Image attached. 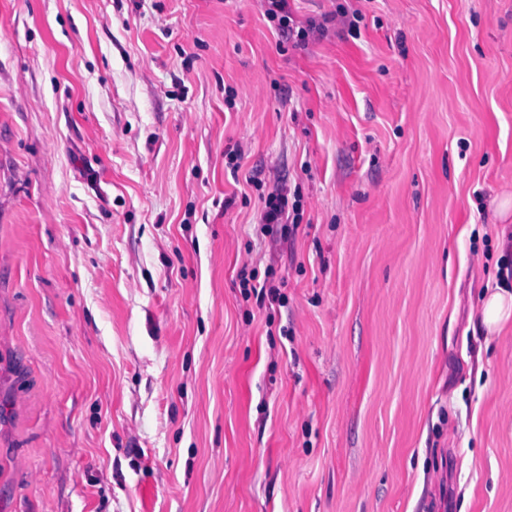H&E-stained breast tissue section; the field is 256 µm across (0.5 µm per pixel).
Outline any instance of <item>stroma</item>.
I'll return each instance as SVG.
<instances>
[{"mask_svg":"<svg viewBox=\"0 0 512 512\" xmlns=\"http://www.w3.org/2000/svg\"><path fill=\"white\" fill-rule=\"evenodd\" d=\"M288 8L0 0V512H512V0ZM265 15L270 21H277V29L282 36L292 40L295 46L305 43L308 37V31L304 28L296 27L288 12V0H264ZM261 230L265 235L280 233L281 238H288L296 225L288 227V194L280 190L268 193L264 200V209L260 217ZM279 226V227H278ZM481 311V325L489 336L512 323V290L510 292L506 286L486 288L481 298Z\"/></svg>","mask_w":512,"mask_h":512,"instance_id":"stroma-1","label":"stroma"}]
</instances>
